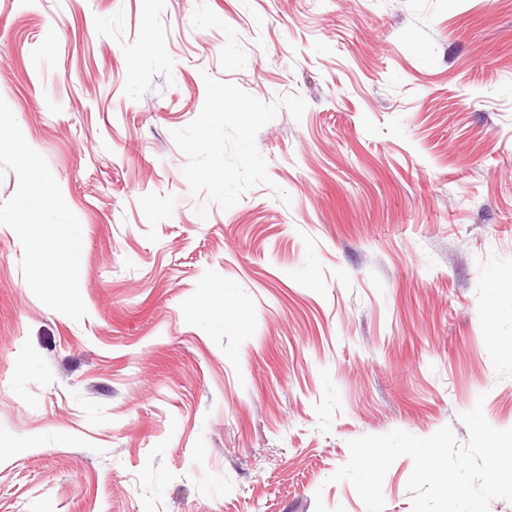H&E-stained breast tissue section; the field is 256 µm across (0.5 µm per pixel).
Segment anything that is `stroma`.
<instances>
[{
    "label": "stroma",
    "mask_w": 512,
    "mask_h": 512,
    "mask_svg": "<svg viewBox=\"0 0 512 512\" xmlns=\"http://www.w3.org/2000/svg\"><path fill=\"white\" fill-rule=\"evenodd\" d=\"M0 98L87 309L0 224V512H366L349 440L512 428V0H0Z\"/></svg>",
    "instance_id": "1"
}]
</instances>
